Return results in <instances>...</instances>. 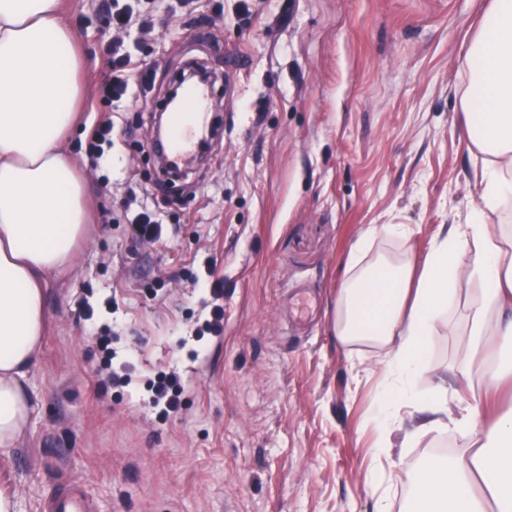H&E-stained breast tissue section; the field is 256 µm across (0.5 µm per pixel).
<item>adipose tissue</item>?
<instances>
[{
	"instance_id": "1",
	"label": "adipose tissue",
	"mask_w": 512,
	"mask_h": 512,
	"mask_svg": "<svg viewBox=\"0 0 512 512\" xmlns=\"http://www.w3.org/2000/svg\"><path fill=\"white\" fill-rule=\"evenodd\" d=\"M64 0H0V452L26 432L24 380L46 330L44 286L70 267L88 215L78 163L63 137L79 116L84 60L63 21ZM462 122L484 157L480 201L464 224L443 228L424 256L403 224L371 227L353 245L333 328L346 346L380 351V429L405 407L426 414L420 433L453 431L463 453L410 470L409 512H512V369L465 357L456 388L427 351L463 314L472 349L512 348V239L499 219L512 208V0H491L464 55ZM397 241L390 252L384 242ZM477 365L470 374L469 365ZM456 403H449V395Z\"/></svg>"
}]
</instances>
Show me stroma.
<instances>
[{
	"label": "stroma",
	"instance_id": "1",
	"mask_svg": "<svg viewBox=\"0 0 512 512\" xmlns=\"http://www.w3.org/2000/svg\"><path fill=\"white\" fill-rule=\"evenodd\" d=\"M489 0H142L151 32L122 38L151 70L121 102L112 35L94 0H67L85 98L67 151L91 209L73 265L49 279V328L26 382L28 431L0 455L16 512L68 491L88 512H405L407 472L454 433L413 437L403 414L377 456L382 368L337 342L331 320L350 251L372 225L406 224L424 255L479 196L460 124L462 49ZM224 103L204 162L169 177L150 147L157 108L185 64ZM112 119L91 161L93 125ZM152 210L158 243L133 240L123 200ZM223 289L224 331L206 327ZM181 382L177 413L158 379ZM121 383L100 386V376ZM385 467L374 486L370 469Z\"/></svg>",
	"mask_w": 512,
	"mask_h": 512
}]
</instances>
